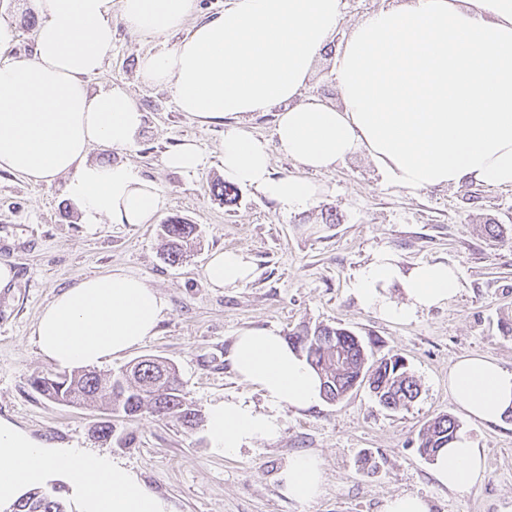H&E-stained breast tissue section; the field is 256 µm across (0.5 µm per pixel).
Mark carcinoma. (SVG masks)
Returning a JSON list of instances; mask_svg holds the SVG:
<instances>
[{
  "label": "carcinoma",
  "mask_w": 512,
  "mask_h": 512,
  "mask_svg": "<svg viewBox=\"0 0 512 512\" xmlns=\"http://www.w3.org/2000/svg\"><path fill=\"white\" fill-rule=\"evenodd\" d=\"M197 227L179 219L160 225L166 240V260L180 263ZM288 343L303 355L317 373L322 399L335 403L353 388L367 384L375 399L385 408L397 411L408 407L419 396L420 387L398 354L370 360L373 351L347 328L306 327L288 334ZM33 389L63 405H91L98 401L114 413L136 417L145 413L158 419H175L186 428L200 421V414L188 402L175 368L167 362H135L129 374L120 371L104 376L91 369L49 373L32 380ZM459 424L442 414L418 433V451L433 458L448 447L458 433ZM10 512H68L65 500L56 492L41 488L29 491Z\"/></svg>",
  "instance_id": "cac0c4a2"
}]
</instances>
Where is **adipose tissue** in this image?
Instances as JSON below:
<instances>
[{
  "label": "adipose tissue",
  "mask_w": 512,
  "mask_h": 512,
  "mask_svg": "<svg viewBox=\"0 0 512 512\" xmlns=\"http://www.w3.org/2000/svg\"><path fill=\"white\" fill-rule=\"evenodd\" d=\"M34 53L10 56L13 26L0 20V170L34 182L65 177L64 192L83 223H152L165 205L159 186L126 163L88 161L93 146L131 145L142 113L127 89L90 90L112 50V16L155 39L141 77L167 88L177 107L224 127V179L254 188L286 212L309 209L321 188L298 176H273L266 143L241 117L275 112L280 152L303 169L328 172L369 156L392 183L417 191L464 183L512 187V0H394L337 40L343 0H225L224 11L188 26L194 0H35ZM179 34L174 45L166 38ZM331 52L339 101L306 95L317 58ZM237 123L225 124L226 115ZM252 274L243 250L213 253L205 270L214 289L237 288ZM399 288L400 298L390 288ZM357 302L381 318L408 323L458 292V273L424 262L403 271L389 250L350 280ZM166 297L136 274L107 270L78 279L41 311L34 334L57 368L103 364L154 336ZM240 380L259 391L212 403L205 435L231 455L279 436L285 408L321 399L319 379L278 330L250 328L229 354ZM448 391L475 423L512 409V370L481 356L448 368ZM481 449L467 438L441 449L437 482L463 492L484 477ZM72 487L78 512H168L165 502L119 462L35 439L0 417V512L57 477ZM288 498L308 502L322 489L319 458L293 456L278 474Z\"/></svg>",
  "instance_id": "ef3b65f1"
}]
</instances>
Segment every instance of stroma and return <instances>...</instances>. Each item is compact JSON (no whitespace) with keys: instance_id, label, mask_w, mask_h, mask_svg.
Returning <instances> with one entry per match:
<instances>
[{"instance_id":"1","label":"stroma","mask_w":512,"mask_h":512,"mask_svg":"<svg viewBox=\"0 0 512 512\" xmlns=\"http://www.w3.org/2000/svg\"><path fill=\"white\" fill-rule=\"evenodd\" d=\"M0 18L14 25L13 55L30 54L38 24L34 0H0ZM152 43L112 18V51L91 76V88L127 85L144 114L135 143L94 149L91 160L128 163L154 180L166 204L151 224L82 223L64 195L63 179L34 184L0 170V261L15 281L0 289V417L38 439L106 455L136 473L164 499L169 512H380L388 497L416 493L432 512H512V418L471 422L448 392V367L483 355L512 370V188L463 184L409 191L391 184L366 156L330 172H307L324 187L311 208L280 212L252 188H240L225 206L213 186L223 181L224 128L202 125L175 105L167 89L141 83L143 55ZM196 141L206 164L194 173L166 167L164 156L182 140ZM173 216L198 225L187 259L168 264L159 226ZM503 229L490 238L485 220ZM218 249H241L252 259V279L240 288H208L203 271ZM395 252L403 269L440 261L458 269L459 292L448 305L394 323L362 307L348 290L355 272L375 251ZM121 268L146 278L168 300L159 332L128 354L98 366L108 374L130 360L173 363L198 410L232 396L262 405L228 360L245 328H275L288 335L302 325H340L373 353L402 355L421 385L409 408L390 411L367 388L306 413L283 409L279 437L224 456L213 452L204 426L185 429L148 415L112 420L117 438L96 439L104 411L72 407L32 389L33 377L51 372L34 328L43 307L79 278ZM449 414L459 433L481 448L486 478L466 492L441 486L432 462L417 450V435L431 418ZM299 453L322 461L323 492L309 502L284 497L279 470ZM377 458V470L360 464Z\"/></svg>"}]
</instances>
